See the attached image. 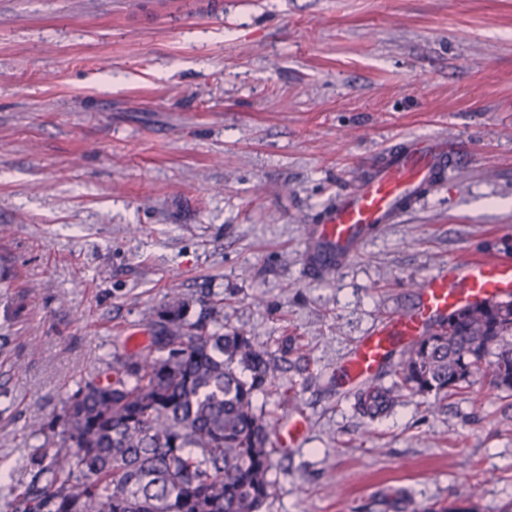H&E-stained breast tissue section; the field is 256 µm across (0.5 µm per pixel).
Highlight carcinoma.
<instances>
[{"label": "carcinoma", "instance_id": "carcinoma-1", "mask_svg": "<svg viewBox=\"0 0 512 512\" xmlns=\"http://www.w3.org/2000/svg\"><path fill=\"white\" fill-rule=\"evenodd\" d=\"M186 310L170 289L151 344L79 387L65 447L10 512H261L277 448L253 399L284 396L279 367L252 336L190 322ZM476 373L512 393V300L448 318L411 346L389 385L359 392L357 409L374 419L407 396L455 394Z\"/></svg>", "mask_w": 512, "mask_h": 512}]
</instances>
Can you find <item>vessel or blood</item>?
<instances>
[{
	"label": "vessel or blood",
	"mask_w": 512,
	"mask_h": 512,
	"mask_svg": "<svg viewBox=\"0 0 512 512\" xmlns=\"http://www.w3.org/2000/svg\"><path fill=\"white\" fill-rule=\"evenodd\" d=\"M458 158L441 137L410 140L388 151L357 185L341 195L321 223L307 229L305 266L314 272L339 269L356 258L368 237L398 221L423 187L437 182ZM512 299V259L464 255L427 278L411 302L379 322L356 343L343 365L349 384L378 373L398 348L431 333L438 321L457 311Z\"/></svg>",
	"instance_id": "obj_1"
}]
</instances>
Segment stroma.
Instances as JSON below:
<instances>
[{
	"label": "stroma",
	"instance_id": "stroma-1",
	"mask_svg": "<svg viewBox=\"0 0 512 512\" xmlns=\"http://www.w3.org/2000/svg\"><path fill=\"white\" fill-rule=\"evenodd\" d=\"M461 163L326 280L305 228L409 137ZM512 246V0H0V469L63 445L80 384L171 286L241 330L303 415L262 512H503L512 395L482 378L369 420L357 340L449 259ZM41 419L42 433L28 429Z\"/></svg>",
	"mask_w": 512,
	"mask_h": 512
}]
</instances>
